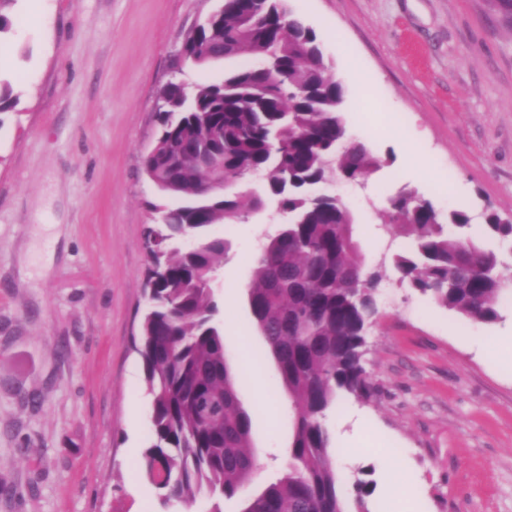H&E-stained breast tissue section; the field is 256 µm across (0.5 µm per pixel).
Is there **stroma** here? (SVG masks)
<instances>
[{
    "mask_svg": "<svg viewBox=\"0 0 512 512\" xmlns=\"http://www.w3.org/2000/svg\"><path fill=\"white\" fill-rule=\"evenodd\" d=\"M218 0H16L0 76V481L26 488L0 512H208L161 506L139 462L151 401L133 348L145 308L143 160L161 88L222 80L247 56L181 67ZM345 89L350 138L381 160L365 185L335 181L368 267L407 240L381 200L405 191L440 211L512 216V21L497 0H288ZM272 212L219 224L214 284L224 348L242 369L256 486L276 480L293 416L246 291ZM491 323L438 306L387 270L363 363L374 393L325 419L346 484L370 480L369 512H512V301ZM248 368H240V356ZM40 396L37 407L25 394ZM394 468H382L378 454Z\"/></svg>",
    "mask_w": 512,
    "mask_h": 512,
    "instance_id": "obj_1",
    "label": "stroma"
}]
</instances>
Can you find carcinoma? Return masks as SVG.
Listing matches in <instances>:
<instances>
[{"mask_svg": "<svg viewBox=\"0 0 512 512\" xmlns=\"http://www.w3.org/2000/svg\"><path fill=\"white\" fill-rule=\"evenodd\" d=\"M242 53L258 64L231 68L190 95L176 82L160 91V128L144 168L167 203L152 205L160 220L145 230L147 305L134 340L152 398L144 476L164 505L204 496L212 512L234 498L240 512H348L352 497L356 512H370V485L349 489L336 472L325 418L341 397L370 394L363 356L382 273L359 259L351 211L316 187L333 177L361 183L379 160L348 141L344 87L288 0H223L182 48L197 67ZM15 104L12 84L0 79V112ZM202 150L223 157L224 169L204 168ZM255 176L260 189L239 191ZM271 205L288 222L254 258L247 298L288 394L293 439L280 477L253 492L252 419L224 358L212 289L227 244L211 228ZM383 216L409 238L389 256L400 280L474 320L498 319L499 299L512 292L509 265L469 235V213L445 214L402 193ZM483 230L512 244V220L490 208Z\"/></svg>", "mask_w": 512, "mask_h": 512, "instance_id": "carcinoma-1", "label": "carcinoma"}]
</instances>
